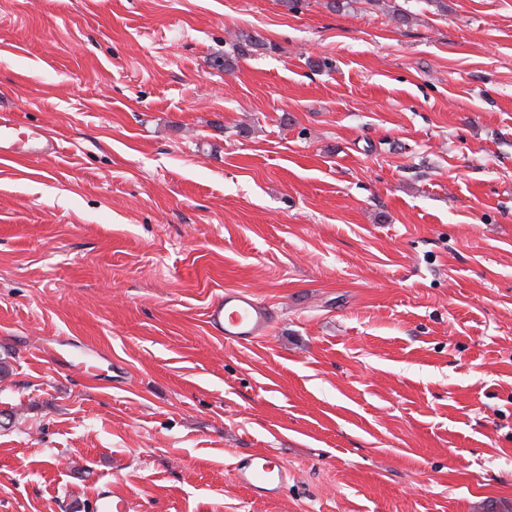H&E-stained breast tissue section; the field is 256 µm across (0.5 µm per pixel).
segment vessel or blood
<instances>
[{"label":"vessel or blood","mask_w":512,"mask_h":512,"mask_svg":"<svg viewBox=\"0 0 512 512\" xmlns=\"http://www.w3.org/2000/svg\"><path fill=\"white\" fill-rule=\"evenodd\" d=\"M58 145L53 137L40 132L21 135L19 124L0 117V159L51 158L56 156ZM273 315L270 308L252 295L235 289L225 290L213 301L207 311L210 327L225 342L245 345L266 335ZM234 481L254 496L275 499L288 480L285 468L266 457L248 455L239 458L233 469Z\"/></svg>","instance_id":"vessel-or-blood-1"}]
</instances>
